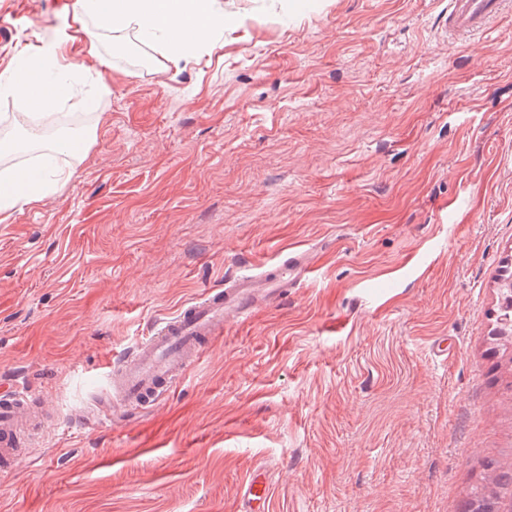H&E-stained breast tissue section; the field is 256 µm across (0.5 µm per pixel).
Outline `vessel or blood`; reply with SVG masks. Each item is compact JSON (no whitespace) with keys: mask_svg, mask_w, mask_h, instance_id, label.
<instances>
[{"mask_svg":"<svg viewBox=\"0 0 512 512\" xmlns=\"http://www.w3.org/2000/svg\"><path fill=\"white\" fill-rule=\"evenodd\" d=\"M512 0H448V32L483 31L503 14ZM315 255L294 249L275 266L227 282L223 290L204 295L164 320L152 336L140 341L108 373L107 388L97 393L94 410L84 424L120 425L133 409L152 407L185 376L193 361L217 339L231 321H243L272 307L288 288L312 272ZM31 392L23 383L0 392V471L14 470L43 433L48 417L32 418ZM270 484L253 470L241 486L238 512H268Z\"/></svg>","mask_w":512,"mask_h":512,"instance_id":"1","label":"vessel or blood"}]
</instances>
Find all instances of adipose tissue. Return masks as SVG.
Wrapping results in <instances>:
<instances>
[{
  "label": "adipose tissue",
  "instance_id": "obj_1",
  "mask_svg": "<svg viewBox=\"0 0 512 512\" xmlns=\"http://www.w3.org/2000/svg\"><path fill=\"white\" fill-rule=\"evenodd\" d=\"M72 21L77 50L64 51L57 42L21 50L0 69V94L20 99L35 114L49 110L77 94L84 57H100L101 38L110 33L159 46L170 60L190 58L223 27L224 7L221 0H76ZM76 151L75 141L63 138L46 147L36 164L1 170L0 214L41 196L60 175L58 157Z\"/></svg>",
  "mask_w": 512,
  "mask_h": 512
}]
</instances>
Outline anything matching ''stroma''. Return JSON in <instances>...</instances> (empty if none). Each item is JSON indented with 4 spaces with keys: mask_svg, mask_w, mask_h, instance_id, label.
<instances>
[{
    "mask_svg": "<svg viewBox=\"0 0 512 512\" xmlns=\"http://www.w3.org/2000/svg\"><path fill=\"white\" fill-rule=\"evenodd\" d=\"M72 0H0L22 46ZM189 61L106 38L79 156L0 215V377L55 420L0 512H461L512 464V13L449 42L448 0H222ZM320 260L229 323L156 407L80 428L113 361L288 249ZM447 340V353L434 345ZM68 432H61V425ZM498 304L495 310L494 327L491 329L489 340L490 347L487 349L489 356L497 357L512 347V270L505 269L497 277ZM270 484L260 469H254L241 486L239 512H267Z\"/></svg>",
    "mask_w": 512,
    "mask_h": 512,
    "instance_id": "1",
    "label": "stroma"
}]
</instances>
